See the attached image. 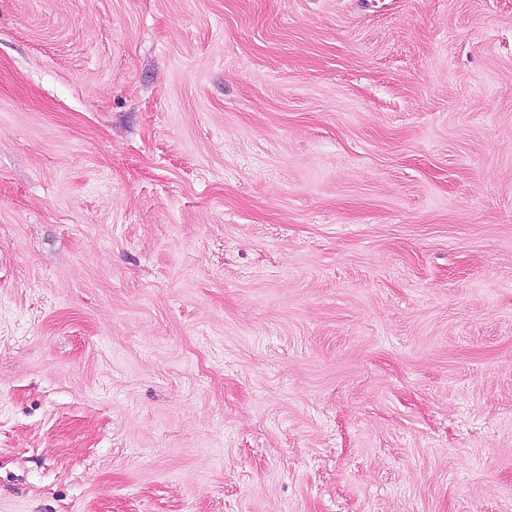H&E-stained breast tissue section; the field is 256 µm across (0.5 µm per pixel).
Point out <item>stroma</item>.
Instances as JSON below:
<instances>
[{"mask_svg":"<svg viewBox=\"0 0 512 512\" xmlns=\"http://www.w3.org/2000/svg\"><path fill=\"white\" fill-rule=\"evenodd\" d=\"M0 512H512V0H0Z\"/></svg>","mask_w":512,"mask_h":512,"instance_id":"1","label":"stroma"}]
</instances>
